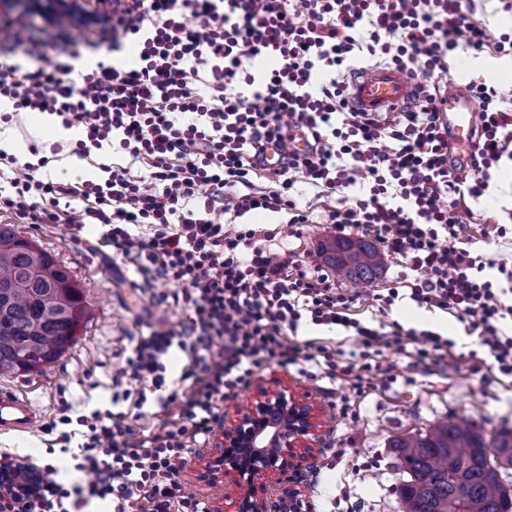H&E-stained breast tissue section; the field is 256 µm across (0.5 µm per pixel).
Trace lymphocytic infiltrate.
Returning <instances> with one entry per match:
<instances>
[{
  "label": "lymphocytic infiltrate",
  "instance_id": "lymphocytic-infiltrate-1",
  "mask_svg": "<svg viewBox=\"0 0 512 512\" xmlns=\"http://www.w3.org/2000/svg\"><path fill=\"white\" fill-rule=\"evenodd\" d=\"M463 0H112V14L92 29L94 47L134 46L139 63L99 61L76 71L69 51L51 68L20 70L0 62V100L17 112L55 115L82 130L74 151L111 145L128 155L101 183L46 181L37 165L0 149L11 191L0 211L35 224L98 231L113 258L132 262L156 305L178 308L179 326L158 324L140 337L114 378L113 402L149 398L173 412L163 432L135 441L124 414L95 410L45 427L57 443L86 430L75 470L87 485L45 478L32 493L0 492V512H84L91 501L111 512H208L186 491L180 470L197 438L210 437L224 402L270 364L324 361L331 374L366 383L371 364L336 359L313 340L297 342L302 323L354 331L364 351L415 344V368L448 360L450 340L399 322L370 327L353 318L354 296L327 269L297 262L271 235L237 229L225 214H286L293 234L310 223L296 183L325 198L322 221L359 229L383 253L404 259L414 276L400 288L418 307L455 313L487 348L499 374L512 377V318L500 281L484 277L461 212L489 188L491 170L512 152L507 95L485 83L468 90L481 107L468 172L448 157V127L438 102L457 51L505 53L512 34L492 37L471 21ZM360 56L409 72L418 83L412 106L375 117L349 105L345 75ZM274 165L271 185L255 176ZM368 195L350 196L358 184ZM170 289L153 292L157 280Z\"/></svg>",
  "mask_w": 512,
  "mask_h": 512
}]
</instances>
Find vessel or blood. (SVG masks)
Segmentation results:
<instances>
[{"label": "vessel or blood", "instance_id": "1", "mask_svg": "<svg viewBox=\"0 0 512 512\" xmlns=\"http://www.w3.org/2000/svg\"><path fill=\"white\" fill-rule=\"evenodd\" d=\"M417 81L406 72L375 66L350 83V106L363 112H395L413 104ZM442 116L448 125V139L456 143L454 165L468 171L480 126L478 105L466 87L452 81L443 97ZM40 416L34 405L15 391L0 389V433H19L32 429Z\"/></svg>", "mask_w": 512, "mask_h": 512}]
</instances>
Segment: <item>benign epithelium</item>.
I'll list each match as a JSON object with an SVG mask.
<instances>
[{
	"mask_svg": "<svg viewBox=\"0 0 512 512\" xmlns=\"http://www.w3.org/2000/svg\"><path fill=\"white\" fill-rule=\"evenodd\" d=\"M28 3L37 11L57 16L62 11L91 14L110 9L102 0H0ZM318 408L308 398L287 385L272 389L258 387L254 402L246 412L224 426L214 448L200 463L197 479L206 484L225 479L235 486L231 505L234 512H301V499L293 490H285L269 503L257 497V490L274 489L289 480L297 460L311 451L321 427ZM18 464L0 461V489L9 487L22 494L38 487L44 474L30 471L29 483L14 484Z\"/></svg>",
	"mask_w": 512,
	"mask_h": 512,
	"instance_id": "7a95c632",
	"label": "benign epithelium"
}]
</instances>
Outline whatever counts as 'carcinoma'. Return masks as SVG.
<instances>
[{"label": "carcinoma", "instance_id": "cac0c4a2", "mask_svg": "<svg viewBox=\"0 0 512 512\" xmlns=\"http://www.w3.org/2000/svg\"><path fill=\"white\" fill-rule=\"evenodd\" d=\"M337 275L355 284L377 278L384 258L364 238H338L322 249ZM87 313L67 269L0 224V371L31 372L75 341ZM402 512H512V429L491 440L465 421L438 422L393 440Z\"/></svg>", "mask_w": 512, "mask_h": 512}]
</instances>
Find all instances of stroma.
<instances>
[{
    "label": "stroma",
    "instance_id": "obj_1",
    "mask_svg": "<svg viewBox=\"0 0 512 512\" xmlns=\"http://www.w3.org/2000/svg\"><path fill=\"white\" fill-rule=\"evenodd\" d=\"M19 22L25 24L29 42L6 49L4 56L8 63L24 69L49 65L86 36L83 28L70 26L54 46H41L45 26L42 15L23 12L7 2L0 5V26ZM448 67L451 79L461 84L478 81L504 91L512 89L510 54L461 51L449 58ZM73 160V155L62 154L42 168V177L65 183L103 181L101 167L111 164L112 150L106 146L92 151L79 169ZM472 209L475 218L469 233L478 240V253L495 263L512 265V240H482L493 225L512 223V160L500 161L487 195L473 203ZM250 221L275 235L280 247L297 249L302 260L313 264L322 261V245L336 237L330 225L319 222L303 227L301 238L295 239L289 235L285 217L259 214L251 216ZM0 224L13 225L19 236L32 240L68 268L87 304V317L74 343L57 360L26 374L0 372V388L15 390L41 413L40 426L30 432L0 434V454L23 457L42 469L55 468L58 480L78 483L82 475L74 470L72 461L62 452L48 453L43 425L58 418L66 405L87 411L111 408L112 376L124 366L135 339L147 335L151 325L180 322L182 314L176 309L152 306L150 295L137 286L139 277L133 266L113 264L111 251L97 244L95 234L78 233L62 222L33 224L1 212ZM403 272L400 261L390 258L372 284L360 287L340 279L336 285L356 296L357 313L368 319L376 313L369 305L368 294L393 287ZM384 320L448 336L455 342L458 355L449 358L443 370L423 374L409 367L407 352L384 350L381 361L392 367L393 376L376 381L374 388L362 394L345 380L326 376L320 368L305 373L296 366L273 364L254 376L253 386L224 403L225 420H233L237 412L249 407L255 384L269 387L282 382L319 408L322 427L313 455L292 472L290 482L304 502H316L319 512H338V499L345 491L350 494L354 512H400L398 488L404 474L398 470L391 448L396 437L416 434L456 417L469 418L488 437L501 428L512 429V386L499 384L493 376L477 374L487 353L468 335L465 323L440 310L417 307L407 299L396 301ZM205 454L201 447L189 455L180 471L181 480L190 493L206 503L209 512H229L223 486L208 487L194 478V470ZM369 459L376 460V468L358 474L354 463Z\"/></svg>",
    "mask_w": 512,
    "mask_h": 512
}]
</instances>
